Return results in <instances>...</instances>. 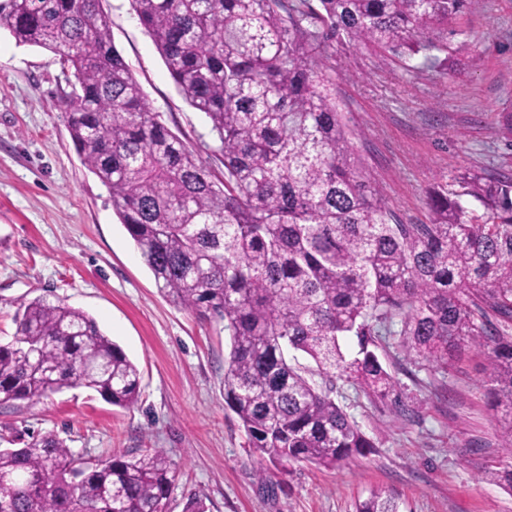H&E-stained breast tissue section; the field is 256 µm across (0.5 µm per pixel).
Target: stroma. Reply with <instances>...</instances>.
Segmentation results:
<instances>
[{
    "label": "stroma",
    "instance_id": "obj_1",
    "mask_svg": "<svg viewBox=\"0 0 512 512\" xmlns=\"http://www.w3.org/2000/svg\"><path fill=\"white\" fill-rule=\"evenodd\" d=\"M112 41L153 111L193 150L213 139L204 114L179 94L130 0H102ZM447 67L334 44L326 52L336 99L374 186L406 224L429 221L426 190L464 173L512 175V0H468ZM55 53L0 32V344L21 304L42 296L83 310L140 372L128 408L83 387L37 401L0 402V437L53 434L98 462L155 448L176 463L168 512L188 500L208 512H355L371 490L402 512H512V491L485 480L507 460L489 398L485 351L440 369L395 348L380 358L404 413L343 379L334 397L374 443L331 469L280 463L249 448L224 403L222 325L170 303L81 162L56 101L65 90Z\"/></svg>",
    "mask_w": 512,
    "mask_h": 512
}]
</instances>
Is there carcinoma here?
<instances>
[{"instance_id": "cac0c4a2", "label": "carcinoma", "mask_w": 512, "mask_h": 512, "mask_svg": "<svg viewBox=\"0 0 512 512\" xmlns=\"http://www.w3.org/2000/svg\"><path fill=\"white\" fill-rule=\"evenodd\" d=\"M101 2L0 0V30L61 55L73 82L58 106L82 163L163 295L223 324L224 403L249 447L327 468L369 451L326 379L388 399L378 350L392 339L444 367L486 349L512 452V178L438 182L429 223H402L365 175L326 65L336 40L445 63L467 0H131L208 121L205 158L151 110ZM16 324L0 345V402L82 386L137 403V366L85 312L37 297ZM0 476L14 478L0 512H166L178 471L161 449L92 463L49 434L0 449ZM487 477L512 490L511 463ZM356 512L400 502L376 489Z\"/></svg>"}]
</instances>
